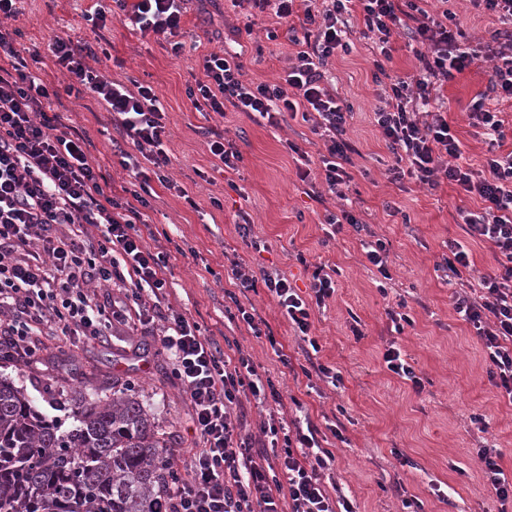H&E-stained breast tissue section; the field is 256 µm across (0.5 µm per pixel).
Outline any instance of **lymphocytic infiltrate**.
I'll use <instances>...</instances> for the list:
<instances>
[{
	"mask_svg": "<svg viewBox=\"0 0 512 512\" xmlns=\"http://www.w3.org/2000/svg\"><path fill=\"white\" fill-rule=\"evenodd\" d=\"M302 11H295V2ZM501 23L489 42L472 46L455 12H429L419 0H233L249 4L243 25L252 33L273 19L288 29L294 52L276 82L246 79L233 54L203 56L200 73L187 87L195 109L246 113L272 126L301 115L323 141L317 172L299 170L300 180L318 175L327 192L342 196L352 175L357 147L348 135L353 104L326 86L324 69L333 58L350 54L355 38L374 41L372 78L380 85L371 123L392 154V181L406 178L433 190L449 184L481 206L457 215L469 242L488 244L494 270L476 273L469 243L448 240L450 256L437 263L447 280L469 279L467 290L451 295L455 313L475 331L493 386L512 402V151H503V111L485 107L476 95L468 107L472 127L488 145L481 168L462 164L463 144L443 112L428 110L437 86L472 64L491 71L490 90L512 104V0H481ZM186 13L185 0H109L87 19L98 29L116 20L142 34L182 45L175 37ZM405 33L416 42L413 73L388 76L393 38ZM54 65L68 79L64 89L27 72L13 32L0 29V352L17 368L29 367L46 336L98 339L114 327L142 328L159 336L192 407L194 445L165 449L170 477L164 489L165 512H354L346 498L334 497L323 475L335 456L323 447L313 422L268 419L259 430L265 449L243 431L245 401L281 404L277 388H265L251 359L230 358L183 314L162 309L166 286L162 257L143 243L153 188L171 159L170 131L151 85L125 86L93 66L90 44L55 37L49 46ZM90 95L111 114L124 148L120 165L131 167L139 152L147 168L136 170L137 189L129 197L111 194L109 183L89 153L88 137L68 125L54 109L61 94ZM101 235L91 240L90 228ZM240 293L265 285L295 334L319 351L310 337L312 317L336 292L325 265L312 272L309 295H301L280 275L255 279L233 271ZM118 289L116 302L99 301L98 287Z\"/></svg>",
	"mask_w": 512,
	"mask_h": 512,
	"instance_id": "f902f5d3",
	"label": "lymphocytic infiltrate"
}]
</instances>
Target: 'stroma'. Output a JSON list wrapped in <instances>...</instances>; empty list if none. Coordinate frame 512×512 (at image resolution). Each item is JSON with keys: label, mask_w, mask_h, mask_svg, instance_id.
<instances>
[{"label": "stroma", "mask_w": 512, "mask_h": 512, "mask_svg": "<svg viewBox=\"0 0 512 512\" xmlns=\"http://www.w3.org/2000/svg\"><path fill=\"white\" fill-rule=\"evenodd\" d=\"M94 3L23 0L21 14L8 25L22 32L19 49L40 51L46 60L41 72L53 85L62 77L48 61V45L66 34L76 41H100L107 54L99 69L112 80L155 89L171 130L166 175L178 188L155 185L149 224L141 234L147 247L166 257L163 305L197 322L207 336L236 341L259 377L281 392V404H248L246 433L258 434L271 415L288 421L307 415L318 427L337 425L340 437L326 442L335 455L330 475L355 512H400L406 498L415 500L418 512H512V504L501 505L472 464L475 448L488 445L500 451V464L512 476V402L489 381L474 332L452 310L451 288L435 269L444 241L467 238L457 222L458 209L475 208L477 202L447 185L427 191L388 180L390 155L369 121L376 104L371 41L357 43L354 53L326 71L329 89L355 106L350 135L360 154L349 168L353 181L347 196L389 248L392 279L384 295L356 232L348 228L327 241L324 214L334 201L315 198L312 186L296 175L300 151L314 157L323 147L310 123L298 116L278 127L259 125L230 108L220 116L197 111L187 96L202 56L220 49L239 53L248 79L278 80L290 52L287 36L269 41L261 31L235 35L241 10L230 0H189L178 36L184 48L176 55L168 44L117 21L93 32L85 14ZM489 79L487 68L474 67L441 91L465 161L476 168L487 146L470 126L466 106L486 93ZM59 109L86 133L113 195H121L132 174L112 148L119 133L108 112L88 96L62 97ZM215 127L223 128L242 153L238 171L214 169L206 131ZM390 203L400 207V215H389ZM244 222L252 226L254 245L238 233ZM321 263L335 267L338 275L335 295L313 319L311 334L320 345L314 357H306L265 286L248 295V304L291 361L283 366L265 338L229 320L232 267L257 276L285 274L304 295L314 265ZM401 301L414 324L396 334L386 310ZM356 321L363 331L359 338L351 329ZM391 343L414 366L422 392L387 370L382 354ZM310 359L339 370L340 387L307 378L301 367ZM0 379L20 388L47 420L69 427L77 403L111 398L113 384H127L153 415L168 447L185 448L192 440L190 403L159 338L149 333L120 328L97 340L49 339L25 370L0 361ZM474 414L485 417L487 431L471 423Z\"/></svg>", "instance_id": "35a3bbf8"}]
</instances>
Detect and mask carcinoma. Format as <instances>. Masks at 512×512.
<instances>
[{
    "mask_svg": "<svg viewBox=\"0 0 512 512\" xmlns=\"http://www.w3.org/2000/svg\"><path fill=\"white\" fill-rule=\"evenodd\" d=\"M73 417L64 430L0 381V512H161L165 443L136 395Z\"/></svg>",
    "mask_w": 512,
    "mask_h": 512,
    "instance_id": "1",
    "label": "carcinoma"
}]
</instances>
